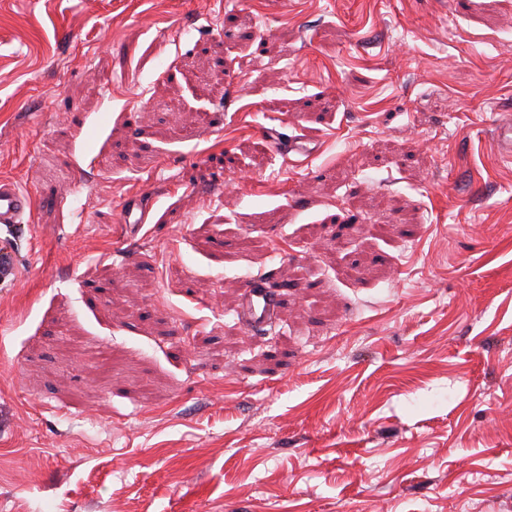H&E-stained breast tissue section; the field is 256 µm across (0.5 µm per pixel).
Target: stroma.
Here are the masks:
<instances>
[{
    "mask_svg": "<svg viewBox=\"0 0 512 512\" xmlns=\"http://www.w3.org/2000/svg\"><path fill=\"white\" fill-rule=\"evenodd\" d=\"M510 118L512 0H0V512H512ZM30 212L29 193L14 183L0 181V224H26ZM241 288V319L248 329L259 330L271 320L278 304V291L263 277L247 279Z\"/></svg>",
    "mask_w": 512,
    "mask_h": 512,
    "instance_id": "obj_1",
    "label": "stroma"
}]
</instances>
